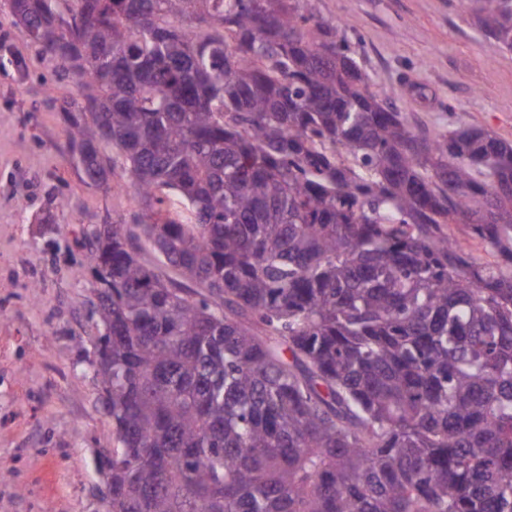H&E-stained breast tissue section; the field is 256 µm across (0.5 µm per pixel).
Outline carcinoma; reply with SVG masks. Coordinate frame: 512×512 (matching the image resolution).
<instances>
[{
	"instance_id": "cac0c4a2",
	"label": "carcinoma",
	"mask_w": 512,
	"mask_h": 512,
	"mask_svg": "<svg viewBox=\"0 0 512 512\" xmlns=\"http://www.w3.org/2000/svg\"><path fill=\"white\" fill-rule=\"evenodd\" d=\"M464 6L512 50V0ZM2 7L142 202L88 254L106 512H512V144L415 129L314 0ZM462 231L454 224L448 225V234L458 237L465 242L466 248L471 252V256L478 262L502 261V258L492 255L485 250L484 245L473 236L464 235Z\"/></svg>"
}]
</instances>
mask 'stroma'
Wrapping results in <instances>:
<instances>
[{"mask_svg": "<svg viewBox=\"0 0 512 512\" xmlns=\"http://www.w3.org/2000/svg\"><path fill=\"white\" fill-rule=\"evenodd\" d=\"M344 23L375 90L427 133L459 118L512 143V51L495 49L462 0H315ZM26 76L0 68V512H103L112 420L91 362L103 327L88 237L131 223L132 186L85 182L59 110L57 64L0 25ZM64 207H57V200Z\"/></svg>", "mask_w": 512, "mask_h": 512, "instance_id": "stroma-1", "label": "stroma"}]
</instances>
